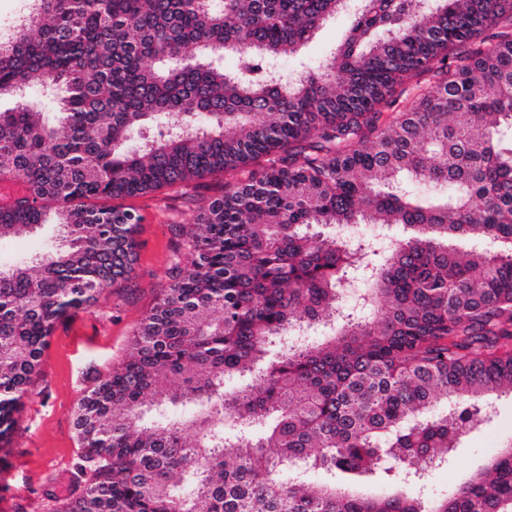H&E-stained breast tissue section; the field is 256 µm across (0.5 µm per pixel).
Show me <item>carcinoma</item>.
<instances>
[{
  "label": "carcinoma",
  "instance_id": "carcinoma-1",
  "mask_svg": "<svg viewBox=\"0 0 512 512\" xmlns=\"http://www.w3.org/2000/svg\"><path fill=\"white\" fill-rule=\"evenodd\" d=\"M346 12L342 47L271 79ZM2 99L0 179L30 194L0 239L51 213L59 238L0 266V449L58 321L133 271L141 217L110 201L224 175L78 402L84 482L56 512H512V442L433 500L393 486L512 394V0H35L0 45ZM349 224L408 234L369 261L325 232ZM358 270L365 315L342 310ZM314 327L331 336H290Z\"/></svg>",
  "mask_w": 512,
  "mask_h": 512
}]
</instances>
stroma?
Segmentation results:
<instances>
[{
    "mask_svg": "<svg viewBox=\"0 0 512 512\" xmlns=\"http://www.w3.org/2000/svg\"><path fill=\"white\" fill-rule=\"evenodd\" d=\"M349 27L345 15L329 21L284 62V69L293 74L319 64L344 43ZM223 190V177L214 176L192 182L183 194L164 189L125 199V207L142 217L137 264L130 280L112 288L105 300L71 311L57 323L8 453L0 461V512H53L63 495L82 484L74 428L77 403L126 356L134 327L156 304L176 255L183 251L186 224ZM54 235L53 226L46 225L0 241V264L40 252ZM511 438L512 398L504 396L493 419L462 436L447 460L426 472L416 491L430 497L446 493Z\"/></svg>",
    "mask_w": 512,
    "mask_h": 512,
    "instance_id": "stroma-1",
    "label": "stroma"
}]
</instances>
